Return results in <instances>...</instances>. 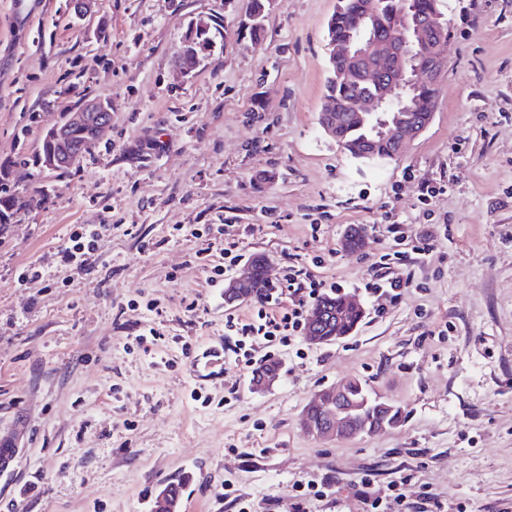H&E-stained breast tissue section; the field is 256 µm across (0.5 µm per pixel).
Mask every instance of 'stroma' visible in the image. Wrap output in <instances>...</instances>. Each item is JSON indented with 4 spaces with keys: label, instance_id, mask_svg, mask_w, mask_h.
<instances>
[{
    "label": "stroma",
    "instance_id": "1",
    "mask_svg": "<svg viewBox=\"0 0 512 512\" xmlns=\"http://www.w3.org/2000/svg\"><path fill=\"white\" fill-rule=\"evenodd\" d=\"M0 0V433L17 442L0 512H151L173 479L193 512H294L292 490L330 483L304 512H512V0H442L448 43L432 123L395 159L352 158L318 124L336 0H276L260 38L237 35L248 0ZM226 36L189 75L193 20ZM84 98L112 126L65 178L40 167L43 133ZM152 141L142 159L130 145ZM224 232H217V225ZM401 224L436 236L396 244ZM102 226L92 268L57 267L82 226ZM361 251H343L352 227ZM238 242L272 284L313 273L366 311L333 344L298 334L255 390L224 333L229 310L197 259ZM410 285L365 290L385 254ZM321 257L314 267L313 257ZM39 263L49 277L19 282ZM161 334L138 343L143 329ZM223 343L224 372L193 360ZM357 378L402 425L327 439L300 424Z\"/></svg>",
    "mask_w": 512,
    "mask_h": 512
}]
</instances>
